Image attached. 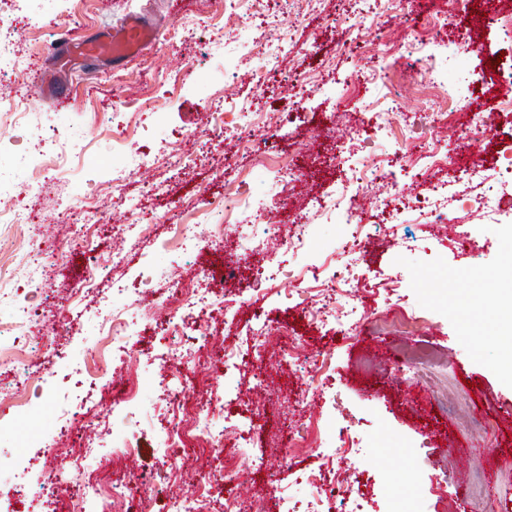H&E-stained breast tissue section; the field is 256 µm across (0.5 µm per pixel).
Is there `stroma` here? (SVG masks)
<instances>
[{
    "mask_svg": "<svg viewBox=\"0 0 512 512\" xmlns=\"http://www.w3.org/2000/svg\"><path fill=\"white\" fill-rule=\"evenodd\" d=\"M449 14L456 34H478L474 51L448 46V80L467 83L463 96L444 95L429 78L414 76L404 58L381 60L387 42L416 43L435 0H195L190 11L172 0H0V22L30 62L44 58L58 27L95 38L131 15L151 21L158 39L125 62L80 60L68 75L74 103L60 112L34 102L29 123L72 134L79 147L70 178L54 177V157H40L21 126L0 122V192L39 195L23 224H0V322L16 306L32 311L27 345L0 337V484L12 487L10 512H55L72 490L88 483L112 450V426L122 418L111 397L87 376L99 354L112 358L106 385L136 381L129 428L138 444L130 467L148 471L140 490L152 512H171L172 497L190 499L224 481L225 465L241 473L242 502L262 498L266 512L305 498L302 480L313 473L344 496L356 476L367 481L366 512H475L460 463H486L485 512H512V287L498 273L512 269V215L399 208L372 211L375 198L425 196L447 173H412L411 152L428 144L454 152L464 141L463 114L482 113L495 128L492 141H475L487 160L512 156V119L488 111L494 70L512 67V28L484 26V0H467ZM40 25H30V16ZM279 48L264 87L237 64L236 47L250 30ZM441 117L433 119L431 105ZM230 117L210 120L217 106ZM151 108L152 117L136 114ZM250 114L257 141L239 146L236 114ZM287 136H280V128ZM141 154L131 164L120 137ZM395 172L387 184L356 183L352 169L378 162ZM128 172L123 194L112 174ZM336 193L354 202L356 220L380 225L365 239L352 272L362 286L354 299L365 319L346 334L315 325L306 309L318 305L314 283L301 281L309 263L332 258L352 231L340 210H321L318 198ZM253 201L248 214H232L224 243L211 242L210 210L224 196ZM309 226L307 252L272 242L252 253L233 244L242 228L256 235L294 218ZM201 243L187 252L181 225ZM467 225L470 243L444 247L441 225ZM124 254L113 267V254ZM117 270L128 294L112 293L111 277L80 291L91 261ZM51 279L35 281L34 265ZM237 270L232 300L241 316H184L182 336H166L167 290L179 276L218 289L217 271ZM276 270L273 288L256 295L247 285L254 269ZM133 313V335L112 340L99 317ZM271 334L265 369L245 364L226 371L225 349L248 350L253 332ZM428 348L435 368L401 370V353ZM37 363L40 376L28 365ZM187 379L195 404L251 438L250 450L215 452L198 445L162 447L176 412L163 379ZM85 406L92 426H72L70 452L60 455L56 499L38 494L28 460L55 446L70 409ZM99 453L76 456L85 439ZM341 450H332L335 439Z\"/></svg>",
    "mask_w": 512,
    "mask_h": 512,
    "instance_id": "1",
    "label": "stroma"
}]
</instances>
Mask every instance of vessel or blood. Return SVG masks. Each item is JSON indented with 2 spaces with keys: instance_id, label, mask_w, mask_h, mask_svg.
<instances>
[{
  "instance_id": "vessel-or-blood-1",
  "label": "vessel or blood",
  "mask_w": 512,
  "mask_h": 512,
  "mask_svg": "<svg viewBox=\"0 0 512 512\" xmlns=\"http://www.w3.org/2000/svg\"><path fill=\"white\" fill-rule=\"evenodd\" d=\"M156 36L154 28L137 20L113 27L101 39H81L73 36L69 30L63 29L49 47L47 55L53 59L58 58L60 50L66 48L79 56L104 57L120 61L149 47ZM66 74V69L60 67L52 71L45 68L36 69L30 86L32 96L59 109L68 107L71 103L70 94L56 83L57 78Z\"/></svg>"
}]
</instances>
